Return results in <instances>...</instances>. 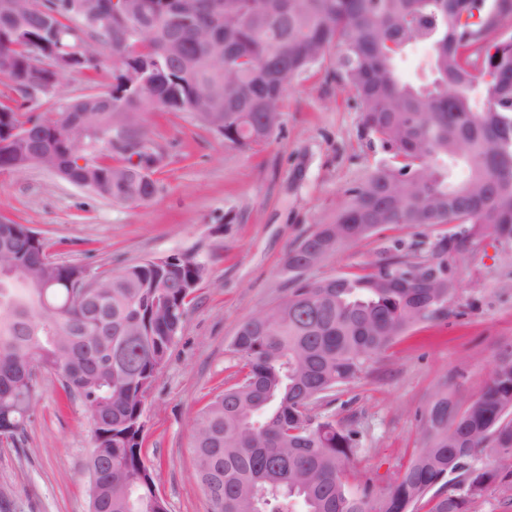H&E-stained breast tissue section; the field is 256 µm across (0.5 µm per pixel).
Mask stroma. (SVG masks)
<instances>
[{
	"label": "stroma",
	"instance_id": "stroma-1",
	"mask_svg": "<svg viewBox=\"0 0 512 512\" xmlns=\"http://www.w3.org/2000/svg\"><path fill=\"white\" fill-rule=\"evenodd\" d=\"M113 70L101 54L96 68L68 74L62 93L106 90ZM282 111L281 132L253 150L225 145L188 113H142L162 158L154 173L159 191L138 206L114 204L39 167L0 172V221L31 227L58 262L102 272L189 252L207 263L146 395L143 448L169 512H207L193 475V421L234 381L239 325L279 301L288 249L335 216L348 187L392 159L364 134L357 99L326 67L294 82ZM459 230L388 225L344 245L314 274L359 273L381 251ZM448 267L457 290L447 314L408 330L359 379L313 408L359 432L346 475L352 490L384 495L422 446L419 417L438 386L470 401L512 353V256L486 237L464 255H449ZM90 449L82 402L68 398L56 376L43 375L23 433L0 443V497L12 512H89Z\"/></svg>",
	"mask_w": 512,
	"mask_h": 512
}]
</instances>
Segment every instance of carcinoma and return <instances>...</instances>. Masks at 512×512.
<instances>
[{"label":"carcinoma","instance_id":"1","mask_svg":"<svg viewBox=\"0 0 512 512\" xmlns=\"http://www.w3.org/2000/svg\"><path fill=\"white\" fill-rule=\"evenodd\" d=\"M0 0V76L17 96L0 106V169L51 160L54 174L121 205L150 202L158 147L148 109L187 112L238 148L282 126L287 89L325 64L361 104L363 131L392 152L347 189L344 205L285 258L284 294L245 320L233 351L242 378L194 418V477L208 512H411L438 483L430 512H469L488 491L512 493V354L461 403L442 389L420 418L423 448L377 500L345 475L358 432L313 406L358 379L366 363L412 326L445 315L456 285L448 253L485 236L512 254V0ZM71 49L64 65L36 69L34 42ZM431 49L432 85L401 82L397 59ZM115 61L112 89L57 102L65 77ZM149 88L127 87L132 64ZM28 127L17 138L14 130ZM464 224L430 257L381 256L363 274L315 278L324 260L379 228ZM0 436L31 416L38 376H57L92 425L90 512H168L143 451L141 409L206 262L177 254L105 274L80 293L78 266L47 261L25 224L0 222Z\"/></svg>","mask_w":512,"mask_h":512}]
</instances>
